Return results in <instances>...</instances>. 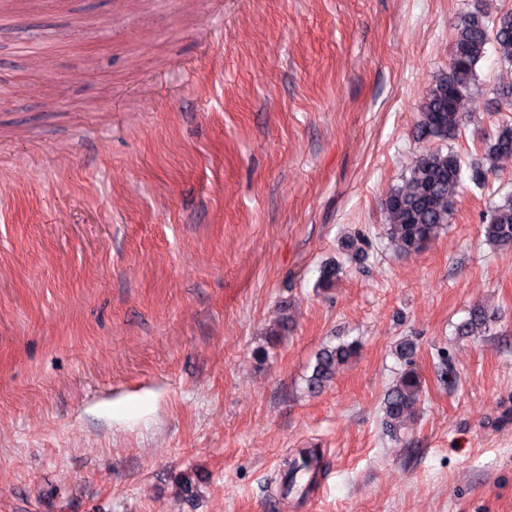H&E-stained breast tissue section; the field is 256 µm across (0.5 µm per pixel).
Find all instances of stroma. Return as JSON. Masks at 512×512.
<instances>
[{"label": "stroma", "mask_w": 512, "mask_h": 512, "mask_svg": "<svg viewBox=\"0 0 512 512\" xmlns=\"http://www.w3.org/2000/svg\"><path fill=\"white\" fill-rule=\"evenodd\" d=\"M478 5L512 0H0V512H512V249L482 229L512 166L421 252L384 228L416 153L486 169L494 46L454 136L412 137ZM303 448L320 495L281 496ZM496 319L495 312L484 306L473 307L468 317L457 326L458 336H480L489 331L490 324ZM358 348V343L353 341L323 349L317 355L313 373L309 379L310 389L321 387L329 381L356 354ZM423 385L418 373L409 369L403 373L385 398L386 427L391 430L413 419L421 405Z\"/></svg>", "instance_id": "35a3bbf8"}]
</instances>
